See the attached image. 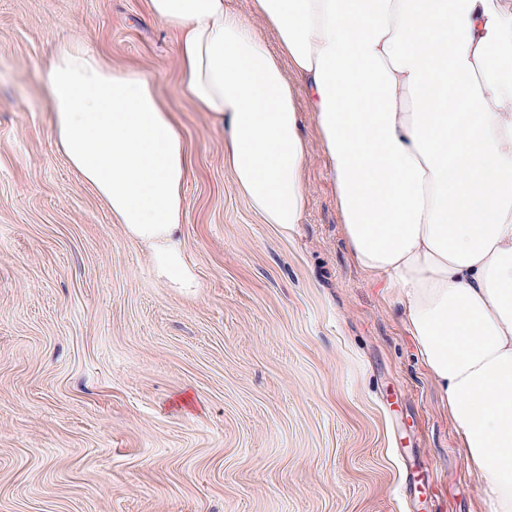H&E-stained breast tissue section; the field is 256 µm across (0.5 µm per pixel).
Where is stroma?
<instances>
[{
    "label": "stroma",
    "instance_id": "obj_1",
    "mask_svg": "<svg viewBox=\"0 0 512 512\" xmlns=\"http://www.w3.org/2000/svg\"><path fill=\"white\" fill-rule=\"evenodd\" d=\"M73 35L172 112L194 292L54 145L45 73ZM306 174L302 224L261 223L145 0H0V512H490L319 148Z\"/></svg>",
    "mask_w": 512,
    "mask_h": 512
}]
</instances>
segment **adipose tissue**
Masks as SVG:
<instances>
[{
	"mask_svg": "<svg viewBox=\"0 0 512 512\" xmlns=\"http://www.w3.org/2000/svg\"><path fill=\"white\" fill-rule=\"evenodd\" d=\"M250 8L146 0L240 193L288 231L307 206L311 112L353 264L402 308L491 512H512V0ZM45 80L57 149L158 278L193 291L188 158L155 83L79 37L55 43Z\"/></svg>",
	"mask_w": 512,
	"mask_h": 512,
	"instance_id": "ef3b65f1",
	"label": "adipose tissue"
}]
</instances>
